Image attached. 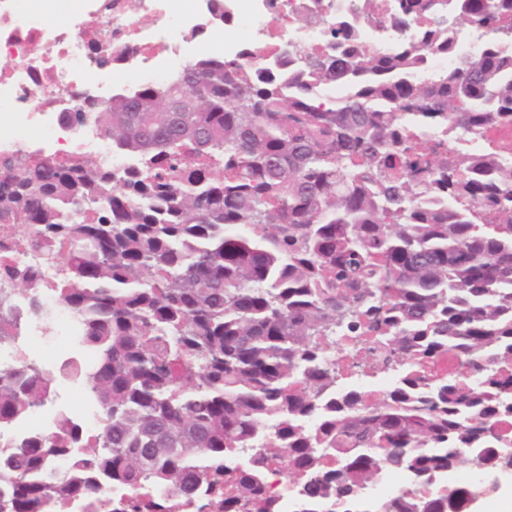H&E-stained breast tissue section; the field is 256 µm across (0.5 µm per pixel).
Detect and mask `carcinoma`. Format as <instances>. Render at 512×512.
I'll return each mask as SVG.
<instances>
[{"instance_id":"cac0c4a2","label":"carcinoma","mask_w":512,"mask_h":512,"mask_svg":"<svg viewBox=\"0 0 512 512\" xmlns=\"http://www.w3.org/2000/svg\"><path fill=\"white\" fill-rule=\"evenodd\" d=\"M393 23L423 25L422 47L379 55L341 26L300 51L294 74L251 55L197 60L163 86L89 102L63 119L93 125L135 161L116 175L86 160L19 156L0 180V251L62 264L55 295L94 355L80 376L97 424L66 413L0 459V512H43L89 476L184 499L198 512H278L271 469L342 512H467L472 488L419 490L474 460L512 462V167L422 132L480 137L512 121V55L488 51L431 80L421 55L453 48L458 19L512 36V0H395ZM349 82L350 97L318 91ZM409 113L414 125L402 124ZM36 269L0 259V345H11ZM339 344L343 356L328 348ZM464 359L454 376L442 364ZM402 369L384 398L327 403L362 363ZM32 362L0 364V426L53 400ZM318 415L309 430L297 427ZM248 467L231 462L258 439ZM89 449L83 472L51 469ZM392 472L407 487L365 490Z\"/></svg>"}]
</instances>
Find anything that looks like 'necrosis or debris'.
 <instances>
[{
    "label": "necrosis or debris",
    "mask_w": 512,
    "mask_h": 512,
    "mask_svg": "<svg viewBox=\"0 0 512 512\" xmlns=\"http://www.w3.org/2000/svg\"><path fill=\"white\" fill-rule=\"evenodd\" d=\"M394 0H0V112L7 114L0 130V163L21 152L49 158L90 157L98 166L121 172L126 161L92 126H73L62 114L86 96L111 99L137 83L170 80L197 56L205 33L221 34L216 20L219 6H228L232 24L248 33L246 41L223 37L218 51L233 57L251 52L270 63L280 59L278 48H323L330 40V20L354 24L358 40L367 48L391 53L418 42L420 26H395L390 16ZM385 17L382 25H360L356 17L366 4ZM68 20L58 26L50 12ZM320 13L324 19L303 26L294 18ZM109 43L119 50L116 60L98 62L94 47ZM512 54V39L491 27L461 24L451 52L427 53L422 78L435 77L461 59L479 57L489 48ZM43 132L31 142L27 129ZM140 497L154 503L153 512H196L194 506L173 501L156 487L133 489L102 485L94 494L52 504L48 512H112L113 504Z\"/></svg>",
    "instance_id": "necrosis-or-debris-1"
}]
</instances>
